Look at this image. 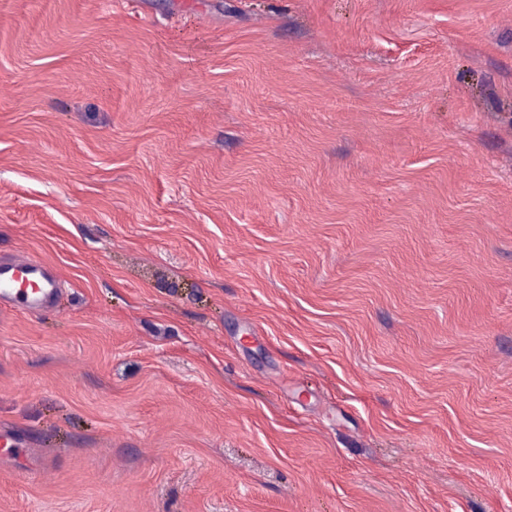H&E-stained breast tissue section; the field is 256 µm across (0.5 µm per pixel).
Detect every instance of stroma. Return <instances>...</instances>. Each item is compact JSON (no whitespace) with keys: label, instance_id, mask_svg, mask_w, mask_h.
I'll return each mask as SVG.
<instances>
[{"label":"stroma","instance_id":"35a3bbf8","mask_svg":"<svg viewBox=\"0 0 512 512\" xmlns=\"http://www.w3.org/2000/svg\"><path fill=\"white\" fill-rule=\"evenodd\" d=\"M0 512H512V0H0ZM55 273L40 260H0V309L36 313L50 306L57 292Z\"/></svg>","mask_w":512,"mask_h":512}]
</instances>
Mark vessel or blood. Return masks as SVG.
Segmentation results:
<instances>
[{"instance_id":"vessel-or-blood-1","label":"vessel or blood","mask_w":512,"mask_h":512,"mask_svg":"<svg viewBox=\"0 0 512 512\" xmlns=\"http://www.w3.org/2000/svg\"><path fill=\"white\" fill-rule=\"evenodd\" d=\"M55 273L40 260H0V309L36 313L50 306L57 292Z\"/></svg>"}]
</instances>
